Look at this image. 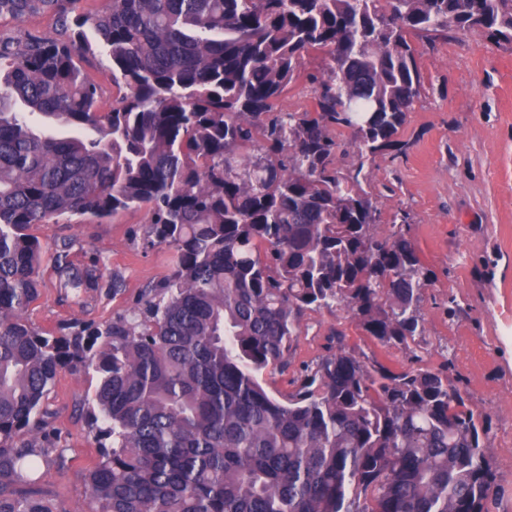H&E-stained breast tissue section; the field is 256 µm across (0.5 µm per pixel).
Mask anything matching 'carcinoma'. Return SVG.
I'll use <instances>...</instances> for the list:
<instances>
[{
    "instance_id": "obj_1",
    "label": "carcinoma",
    "mask_w": 512,
    "mask_h": 512,
    "mask_svg": "<svg viewBox=\"0 0 512 512\" xmlns=\"http://www.w3.org/2000/svg\"><path fill=\"white\" fill-rule=\"evenodd\" d=\"M87 2L0 0V512H50L19 486L67 366L96 374L87 413L112 439L90 512H496L489 427L449 367L362 360L334 329L282 398L257 375L286 370L324 308L418 358L426 272L407 214L379 232L363 184L424 86L411 36L511 45L512 0ZM36 15L55 29L20 27ZM97 56L107 109L81 66ZM302 76L310 106L283 111ZM135 207L172 252L166 280L89 342L32 327L29 229Z\"/></svg>"
}]
</instances>
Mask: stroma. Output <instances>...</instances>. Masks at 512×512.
I'll use <instances>...</instances> for the list:
<instances>
[{"label":"stroma","mask_w":512,"mask_h":512,"mask_svg":"<svg viewBox=\"0 0 512 512\" xmlns=\"http://www.w3.org/2000/svg\"><path fill=\"white\" fill-rule=\"evenodd\" d=\"M414 44L425 84L399 131L401 151L373 163L370 190L382 224L408 213V234L431 273L421 295L418 364L446 365L462 377L472 407L491 426V453L506 489L500 512H512V47L477 35ZM148 222L140 208L34 225L44 253L28 322L68 336L129 315L142 289L170 271L171 252L144 237ZM63 261L84 278L82 287L65 286ZM336 328L357 357L395 367L408 361L365 336L347 311L320 309L307 313L287 374H259L265 390L288 392L289 379L324 355ZM95 385V375L65 367L47 396L49 457L37 490L51 512L87 508L85 475L103 445L86 415Z\"/></svg>","instance_id":"obj_1"}]
</instances>
